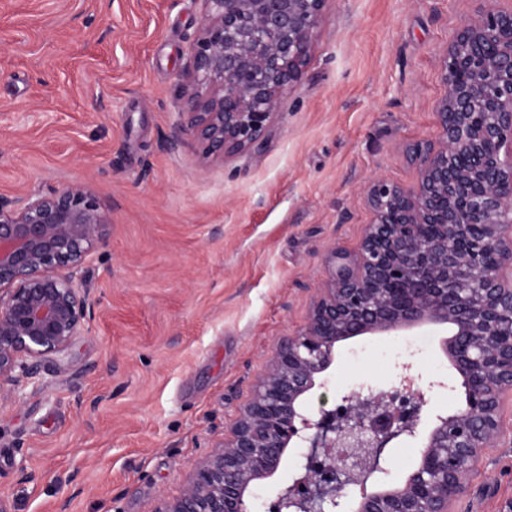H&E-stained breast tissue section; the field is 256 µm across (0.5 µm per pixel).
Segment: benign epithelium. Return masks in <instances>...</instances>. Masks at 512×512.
I'll return each mask as SVG.
<instances>
[{
	"instance_id": "benign-epithelium-1",
	"label": "benign epithelium",
	"mask_w": 512,
	"mask_h": 512,
	"mask_svg": "<svg viewBox=\"0 0 512 512\" xmlns=\"http://www.w3.org/2000/svg\"><path fill=\"white\" fill-rule=\"evenodd\" d=\"M198 36L183 86L186 137L206 159L262 148L282 100L305 73L327 0H200ZM474 17L439 51L446 87L440 136L412 146L411 187L373 178V214L355 257L332 250L330 279L308 321L279 342L251 401L200 461L182 493L156 512H250L252 488L291 448L307 443L303 473L270 512H459L489 451L507 445L512 416V9L475 0ZM109 220L91 185L71 183L26 199H0V406L23 398L40 368L66 357L90 310L83 273L108 241ZM423 325L446 326L441 350L465 406L437 416L420 458L395 485L384 451L417 433L424 392L416 378L341 397L331 410L309 400L324 386L336 345Z\"/></svg>"
}]
</instances>
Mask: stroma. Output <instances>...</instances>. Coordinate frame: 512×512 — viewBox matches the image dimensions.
Instances as JSON below:
<instances>
[{"label": "stroma", "mask_w": 512, "mask_h": 512, "mask_svg": "<svg viewBox=\"0 0 512 512\" xmlns=\"http://www.w3.org/2000/svg\"><path fill=\"white\" fill-rule=\"evenodd\" d=\"M199 0H0V198L94 186L111 226L85 269L91 318L42 386L0 408V497L11 512H155L217 451L276 344L307 321L332 248L355 252L374 176L413 185L408 155L439 136L438 51L472 0H328L302 80L256 152L209 163L172 144ZM446 328L336 347L314 397L335 405L411 364L416 437L385 450L401 483L436 416L461 408ZM474 485L512 497V448ZM303 463L290 449L253 488L267 512Z\"/></svg>", "instance_id": "obj_1"}]
</instances>
